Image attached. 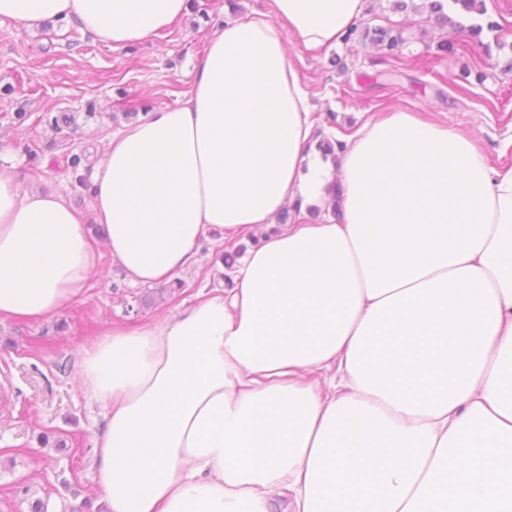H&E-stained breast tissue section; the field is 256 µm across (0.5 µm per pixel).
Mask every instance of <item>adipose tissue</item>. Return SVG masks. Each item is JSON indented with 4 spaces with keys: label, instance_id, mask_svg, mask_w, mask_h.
I'll list each match as a JSON object with an SVG mask.
<instances>
[{
    "label": "adipose tissue",
    "instance_id": "adipose-tissue-1",
    "mask_svg": "<svg viewBox=\"0 0 512 512\" xmlns=\"http://www.w3.org/2000/svg\"><path fill=\"white\" fill-rule=\"evenodd\" d=\"M273 2L216 29L185 98L109 137L88 213L0 167V317L82 298L89 218L135 285L176 281L202 240L245 245L226 287L81 350L108 512H512V169L402 109L323 161L288 43L335 45L365 0ZM188 4L0 0V18L120 47Z\"/></svg>",
    "mask_w": 512,
    "mask_h": 512
}]
</instances>
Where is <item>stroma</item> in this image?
I'll return each mask as SVG.
<instances>
[{
    "instance_id": "stroma-1",
    "label": "stroma",
    "mask_w": 512,
    "mask_h": 512,
    "mask_svg": "<svg viewBox=\"0 0 512 512\" xmlns=\"http://www.w3.org/2000/svg\"><path fill=\"white\" fill-rule=\"evenodd\" d=\"M485 3L488 18L504 26L483 31L476 43L430 20L425 0L405 12L395 10L394 0H367L362 23L402 30L407 40L406 77L391 85L382 77L391 60L373 47L351 41L309 51L289 44L313 114L335 116L325 133H347L400 108L472 137L493 166L512 168V73L505 70L512 61V0ZM272 9L273 0H194L168 29L132 49L104 45L77 27L0 22V167L12 168L24 187L61 191L87 210L62 172L30 161L33 149L48 158L62 153L37 116L72 113L77 130L69 143L97 164L112 132L136 123L140 99L161 108L185 96L214 24ZM446 40L454 43L448 53L439 49ZM487 43L492 52L484 51ZM335 55L341 67L330 65ZM19 112L27 113L25 122L16 121ZM213 249L204 244L203 260L183 273L177 292L131 285L101 251L100 274L81 300L49 319L0 321V512H32L37 503L42 512H103L93 485L103 408L78 387V352L111 325L173 316L202 291L223 287ZM147 291L153 304L139 306Z\"/></svg>"
}]
</instances>
